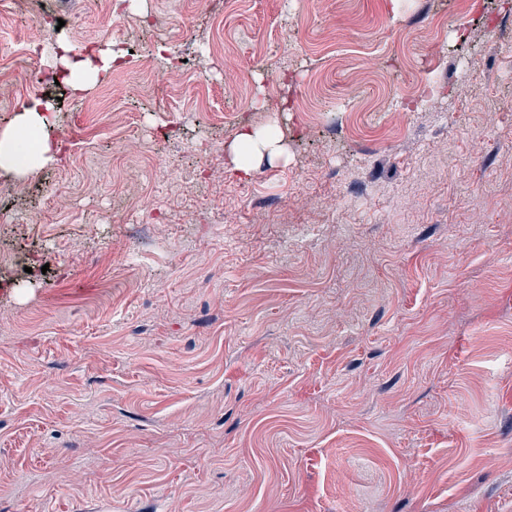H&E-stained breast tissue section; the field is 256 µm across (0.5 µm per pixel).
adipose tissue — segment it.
<instances>
[{"label": "adipose tissue", "instance_id": "ef3b65f1", "mask_svg": "<svg viewBox=\"0 0 512 512\" xmlns=\"http://www.w3.org/2000/svg\"><path fill=\"white\" fill-rule=\"evenodd\" d=\"M61 74L65 82L74 88H81L88 78L111 69L118 63L117 56L97 50L83 54L74 53L70 46H62ZM43 103L33 99L25 104L6 127L0 128V169L18 174L34 167H41L59 159L57 143L51 139L48 129L54 120L53 114L43 112ZM36 131L32 151L22 150L20 137L26 131ZM235 151L238 169L251 168L263 157H278L282 148L276 137L266 131L251 127L243 129L237 136Z\"/></svg>", "mask_w": 512, "mask_h": 512}]
</instances>
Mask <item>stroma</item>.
I'll list each match as a JSON object with an SVG mask.
<instances>
[{
  "mask_svg": "<svg viewBox=\"0 0 512 512\" xmlns=\"http://www.w3.org/2000/svg\"><path fill=\"white\" fill-rule=\"evenodd\" d=\"M73 13L45 72L126 64L41 85L55 138L123 99L0 197V512H512V0H26L0 127ZM247 124L284 156L244 177ZM42 36L43 30L40 24H36L32 31L30 39L27 40L21 48V53L25 59L29 62L30 70L34 73H40L42 82H46L50 78L45 72L42 71L40 65V56L42 50ZM59 49L62 51L58 58L64 81L78 90L82 89L88 78L118 65L119 58L103 50L74 54L72 48L65 43H60Z\"/></svg>",
  "mask_w": 512,
  "mask_h": 512,
  "instance_id": "35a3bbf8",
  "label": "stroma"
}]
</instances>
